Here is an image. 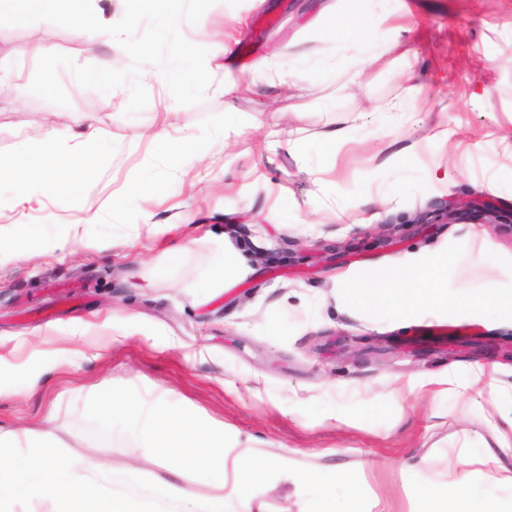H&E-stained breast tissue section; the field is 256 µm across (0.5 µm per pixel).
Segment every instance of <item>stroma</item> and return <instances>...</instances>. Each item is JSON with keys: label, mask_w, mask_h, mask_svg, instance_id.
Listing matches in <instances>:
<instances>
[{"label": "stroma", "mask_w": 512, "mask_h": 512, "mask_svg": "<svg viewBox=\"0 0 512 512\" xmlns=\"http://www.w3.org/2000/svg\"><path fill=\"white\" fill-rule=\"evenodd\" d=\"M327 6L361 13L354 40L319 23ZM232 15L243 22L221 56ZM40 29L0 26V165L25 160L55 116L79 139L95 127L112 153L90 164L84 211L23 200L0 175V249L22 246L0 265V439L48 440L104 468L134 461L126 434L103 440L85 417L92 395L125 385L189 409L248 453L355 471L367 512H421L423 485L448 498L463 475L512 512V319L495 311L512 295V225L413 223L443 201L512 213V0H217L189 28L214 56L204 101L166 110L165 89L148 80L134 116L129 90L103 105L65 68L69 106L31 94ZM375 33L399 50L370 49ZM46 45L80 65L130 64L104 33L90 48L58 28ZM264 58L272 70L255 77ZM228 72L237 83L226 92ZM285 127L300 140L286 143ZM340 127L349 142L323 141ZM161 131L208 151L172 160ZM116 190L132 204L113 210ZM78 221L80 241L66 234ZM228 249L250 273L212 287ZM441 250L449 297L487 288L492 300L403 324L389 307L336 299L338 275L373 281ZM363 336L380 352L354 349ZM250 500L251 512H306L289 473Z\"/></svg>", "instance_id": "stroma-1"}]
</instances>
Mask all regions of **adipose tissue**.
Segmentation results:
<instances>
[{
    "label": "adipose tissue",
    "mask_w": 512,
    "mask_h": 512,
    "mask_svg": "<svg viewBox=\"0 0 512 512\" xmlns=\"http://www.w3.org/2000/svg\"><path fill=\"white\" fill-rule=\"evenodd\" d=\"M100 145L93 131L75 141L66 130L51 129L39 151L51 155L52 165L44 169L25 164L14 165L12 176L17 192L32 200L48 197L79 198L87 174L88 151ZM394 270L402 278L403 287L373 288L361 282L351 291V300L363 309L387 304L393 315L403 320L423 315L442 316L454 307L448 300L447 289L438 285L439 278L448 273L447 254L412 255L402 259ZM483 301V296L472 294L467 301L454 308L463 313Z\"/></svg>",
    "instance_id": "ef3b65f1"
}]
</instances>
